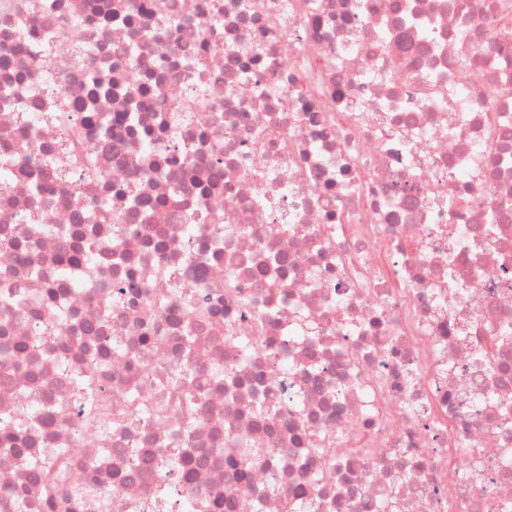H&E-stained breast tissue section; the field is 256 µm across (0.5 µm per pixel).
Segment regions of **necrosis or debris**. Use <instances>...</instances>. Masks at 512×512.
<instances>
[{
	"mask_svg": "<svg viewBox=\"0 0 512 512\" xmlns=\"http://www.w3.org/2000/svg\"><path fill=\"white\" fill-rule=\"evenodd\" d=\"M507 12L0 0V512H512Z\"/></svg>",
	"mask_w": 512,
	"mask_h": 512,
	"instance_id": "obj_1",
	"label": "necrosis or debris"
}]
</instances>
